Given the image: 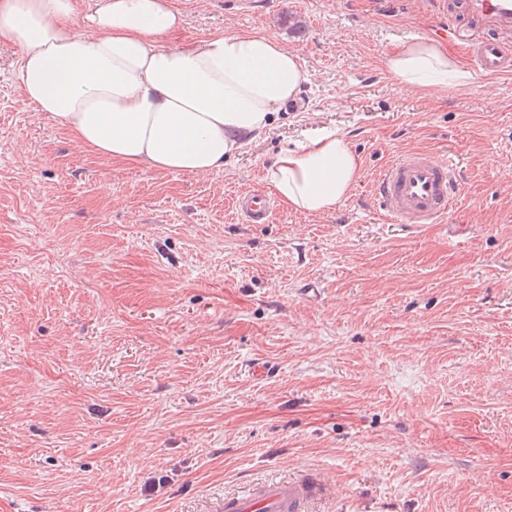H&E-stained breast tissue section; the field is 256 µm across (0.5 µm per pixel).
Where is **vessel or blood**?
Listing matches in <instances>:
<instances>
[{
    "instance_id": "vessel-or-blood-1",
    "label": "vessel or blood",
    "mask_w": 512,
    "mask_h": 512,
    "mask_svg": "<svg viewBox=\"0 0 512 512\" xmlns=\"http://www.w3.org/2000/svg\"><path fill=\"white\" fill-rule=\"evenodd\" d=\"M429 5L449 18L438 37L460 47L479 72L512 74V0H429ZM460 182L454 160L405 152L380 169L372 183V198L393 222L437 224L456 204ZM234 205L250 224L269 223L275 209L272 200L257 189L239 193ZM319 493V484L308 478L250 484L225 495L218 509L305 512Z\"/></svg>"
}]
</instances>
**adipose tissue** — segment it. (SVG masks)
<instances>
[{
	"label": "adipose tissue",
	"mask_w": 512,
	"mask_h": 512,
	"mask_svg": "<svg viewBox=\"0 0 512 512\" xmlns=\"http://www.w3.org/2000/svg\"><path fill=\"white\" fill-rule=\"evenodd\" d=\"M184 22L170 0H0V42L19 53L29 105L49 113L78 149L132 167L204 176L265 133L306 80L277 38L215 33L173 46ZM388 72L409 93L469 82L440 44L395 46ZM360 162L344 136L320 132L282 151L264 181L290 210L332 211Z\"/></svg>",
	"instance_id": "ef3b65f1"
}]
</instances>
